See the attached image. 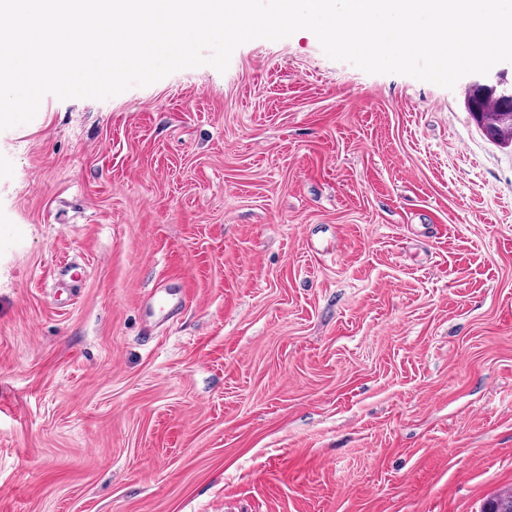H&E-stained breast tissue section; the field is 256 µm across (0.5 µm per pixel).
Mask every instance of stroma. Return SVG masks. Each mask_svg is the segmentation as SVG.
I'll use <instances>...</instances> for the list:
<instances>
[{
	"mask_svg": "<svg viewBox=\"0 0 512 512\" xmlns=\"http://www.w3.org/2000/svg\"><path fill=\"white\" fill-rule=\"evenodd\" d=\"M474 80L300 30L0 131V512L512 492V145ZM158 289L185 307L146 313ZM495 101V105L499 112H483L485 113L481 122L474 115V111H485V102L476 94L468 91L467 102L476 122L486 132V134L500 142L512 144V128L510 127L509 114H512V91Z\"/></svg>",
	"mask_w": 512,
	"mask_h": 512,
	"instance_id": "obj_1",
	"label": "stroma"
}]
</instances>
